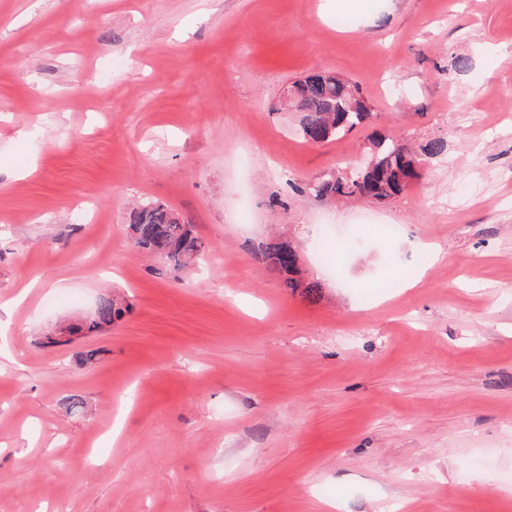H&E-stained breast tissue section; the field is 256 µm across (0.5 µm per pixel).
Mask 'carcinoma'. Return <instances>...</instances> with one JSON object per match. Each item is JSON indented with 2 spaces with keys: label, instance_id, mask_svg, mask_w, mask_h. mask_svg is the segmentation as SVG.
Masks as SVG:
<instances>
[{
  "label": "carcinoma",
  "instance_id": "cac0c4a2",
  "mask_svg": "<svg viewBox=\"0 0 512 512\" xmlns=\"http://www.w3.org/2000/svg\"><path fill=\"white\" fill-rule=\"evenodd\" d=\"M296 89L294 110L298 112V135L313 144L337 138L372 117L371 107L359 88L324 71H317L292 84ZM376 156L372 169L353 165L342 177L324 176L305 184L308 194L326 199L333 196L390 201L405 192L420 176L422 159L404 145L388 138L374 141ZM134 247L160 257L166 267L187 272L205 261L210 244L197 234L193 225L161 203L145 202L130 214ZM257 258L284 274L286 287L313 292L318 285L300 278L299 255L286 241L260 245ZM129 304L102 297L95 316L87 325L73 326L72 333L84 335L102 330L121 319Z\"/></svg>",
  "mask_w": 512,
  "mask_h": 512
}]
</instances>
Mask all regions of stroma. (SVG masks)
I'll return each instance as SVG.
<instances>
[{
    "label": "stroma",
    "instance_id": "1",
    "mask_svg": "<svg viewBox=\"0 0 512 512\" xmlns=\"http://www.w3.org/2000/svg\"><path fill=\"white\" fill-rule=\"evenodd\" d=\"M315 70L373 120L303 142ZM380 134L447 152L387 204L304 193ZM144 200L200 270L132 245ZM274 236L318 297L255 258ZM106 294L130 313L41 344ZM328 502L512 512V0H0V512ZM129 228L134 247L157 255L176 271H190L211 251L194 226L165 204H139L130 214Z\"/></svg>",
    "mask_w": 512,
    "mask_h": 512
}]
</instances>
